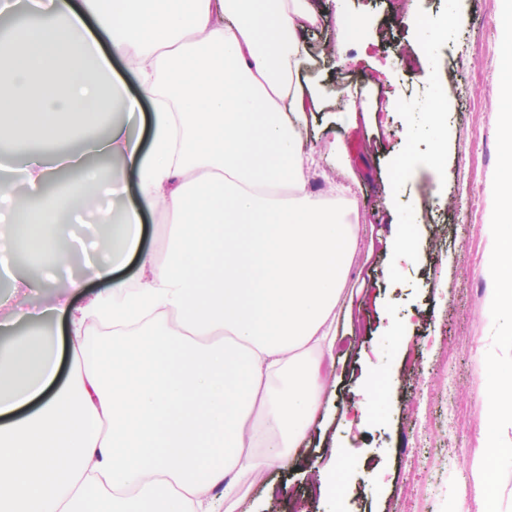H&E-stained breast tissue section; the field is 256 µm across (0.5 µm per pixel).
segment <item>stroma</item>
Segmentation results:
<instances>
[{
  "label": "stroma",
  "instance_id": "35a3bbf8",
  "mask_svg": "<svg viewBox=\"0 0 512 512\" xmlns=\"http://www.w3.org/2000/svg\"><path fill=\"white\" fill-rule=\"evenodd\" d=\"M392 0H317L302 37L312 57L301 79L330 103L301 135L316 169L307 190L324 198L349 186V223L358 229L338 320L335 366L324 405L285 463L244 474L219 512H512V436L496 460L494 492L475 481L485 454L483 398L495 379L486 364L512 371V335L490 301L487 269L512 227L491 223L501 161L496 134L503 77L500 0H415L419 23L392 12ZM365 21L340 41L337 5ZM460 16L454 26L450 16ZM342 143L333 155L330 142ZM72 212L57 247L40 262L10 247L0 269V322L19 312L49 342L58 339L46 303L88 276L101 257ZM411 227L412 248L397 254L392 227ZM371 401L357 408V392ZM330 471L350 494L319 489Z\"/></svg>",
  "mask_w": 512,
  "mask_h": 512
}]
</instances>
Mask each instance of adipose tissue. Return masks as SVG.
<instances>
[{
	"instance_id": "adipose-tissue-1",
	"label": "adipose tissue",
	"mask_w": 512,
	"mask_h": 512,
	"mask_svg": "<svg viewBox=\"0 0 512 512\" xmlns=\"http://www.w3.org/2000/svg\"><path fill=\"white\" fill-rule=\"evenodd\" d=\"M314 18L309 0H49L9 28L23 56L0 62V141L35 145L10 169L36 195L0 211V247L23 233L54 252L47 230L82 195L78 223L112 226V259L95 270L112 286L49 309L70 334L65 383L39 331L0 346V512H213L214 490L305 435L358 247L354 225L306 190L315 161L298 130L327 104L294 70ZM112 52L139 71L138 95L102 87ZM501 97L493 221L512 224V78ZM145 99L143 135L132 119ZM117 108L126 121L84 144L136 172L137 201L115 222L87 191L96 168L69 191L46 185L61 146ZM145 210L171 220L155 251L139 249ZM132 257L137 281L112 282ZM488 275L512 320L511 238ZM483 413L497 435L512 429L511 374Z\"/></svg>"
}]
</instances>
